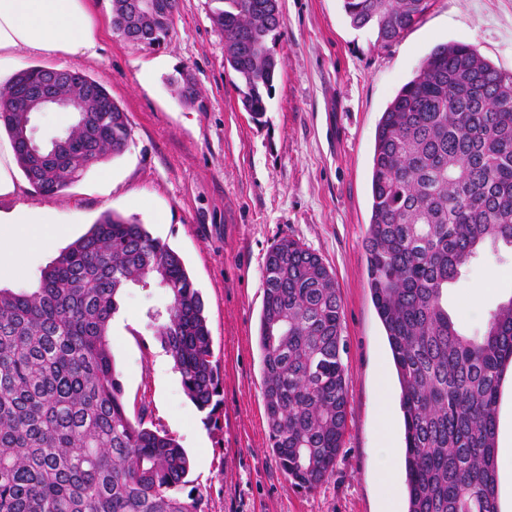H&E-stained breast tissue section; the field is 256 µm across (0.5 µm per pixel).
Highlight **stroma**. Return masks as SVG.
<instances>
[{
    "mask_svg": "<svg viewBox=\"0 0 512 512\" xmlns=\"http://www.w3.org/2000/svg\"><path fill=\"white\" fill-rule=\"evenodd\" d=\"M103 29L99 61L82 72L102 82L127 113L122 155L92 167L64 194L42 196L26 178L0 209L38 208L66 224L50 249H36L0 279L33 288L41 270L84 235L102 213L136 218L182 256L206 306L223 402L215 422L186 396L181 375L155 370L164 349L148 315L165 311L161 288L127 289L111 323L116 370L130 410L188 452L190 478L205 512H381L374 448L389 431L404 454L400 389L387 337L368 288L364 250L379 118L437 45L472 44L512 73V0H431L420 20L384 46L354 28L343 0H281L285 27L274 51L279 78L261 121L241 106L239 79L224 64V36L210 0H179L166 43L149 48L112 26V0H95ZM186 70L199 93L183 103L168 83ZM109 170L102 181L101 170ZM284 237L320 254L343 308L348 417L343 448L311 490L290 485L270 450L262 398L258 330L267 252ZM512 298V248L488 246L448 288V312L464 335L483 333L493 310ZM390 400L388 421L375 401Z\"/></svg>",
    "mask_w": 512,
    "mask_h": 512,
    "instance_id": "1",
    "label": "stroma"
}]
</instances>
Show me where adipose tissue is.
I'll use <instances>...</instances> for the list:
<instances>
[{
    "label": "adipose tissue",
    "mask_w": 512,
    "mask_h": 512,
    "mask_svg": "<svg viewBox=\"0 0 512 512\" xmlns=\"http://www.w3.org/2000/svg\"><path fill=\"white\" fill-rule=\"evenodd\" d=\"M100 37L91 0H0V67L22 68L37 56L56 58L64 68L94 61ZM63 231L27 206L0 210V275Z\"/></svg>",
    "instance_id": "obj_1"
}]
</instances>
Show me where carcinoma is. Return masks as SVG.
<instances>
[{
	"instance_id": "obj_1",
	"label": "carcinoma",
	"mask_w": 512,
	"mask_h": 512,
	"mask_svg": "<svg viewBox=\"0 0 512 512\" xmlns=\"http://www.w3.org/2000/svg\"><path fill=\"white\" fill-rule=\"evenodd\" d=\"M224 63L251 117L266 112L279 68L269 43L284 19L268 0H212ZM429 0H344L357 29L389 45ZM171 13L141 20L139 43L162 45ZM30 67L0 90V128L36 192L58 195L128 146L127 113L85 73L57 84L82 117L56 162L31 146L18 97L51 79ZM185 103L195 83L168 78ZM368 286L401 388L407 512H499L498 402L512 369V297L481 337L459 332L448 285L488 245L512 247V73L464 42L425 56L375 133ZM258 344L271 449L288 481L313 488L332 472L347 427L343 309L323 258L284 237L267 253ZM170 296L155 334L188 398L213 415L222 378L202 296L179 254L144 225L107 211L40 272L29 292L0 288V512H205L190 460L167 431L130 413L110 343L127 288Z\"/></svg>"
}]
</instances>
